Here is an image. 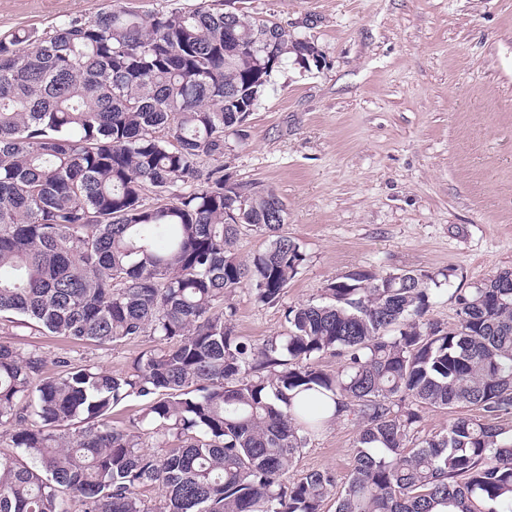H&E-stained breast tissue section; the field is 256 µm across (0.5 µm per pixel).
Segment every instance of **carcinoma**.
I'll return each instance as SVG.
<instances>
[{"label": "carcinoma", "instance_id": "1", "mask_svg": "<svg viewBox=\"0 0 512 512\" xmlns=\"http://www.w3.org/2000/svg\"><path fill=\"white\" fill-rule=\"evenodd\" d=\"M199 4L143 15L121 3L41 34L0 37V327L74 342L155 345L126 373L0 343V512H512V270L428 319L430 273L333 280L290 306L288 334L238 336L230 296L274 305L306 261L285 205L257 197L232 223L224 120L246 121L289 55L315 44L268 19ZM155 202L146 203V192ZM268 234L244 263L242 230ZM344 360L334 374L322 355ZM145 400L138 421L112 409ZM477 414H463L460 408ZM425 409L448 428L420 442ZM358 422L343 484L287 479L332 420ZM148 426L161 449L142 446ZM161 490L148 509L139 491Z\"/></svg>", "mask_w": 512, "mask_h": 512}]
</instances>
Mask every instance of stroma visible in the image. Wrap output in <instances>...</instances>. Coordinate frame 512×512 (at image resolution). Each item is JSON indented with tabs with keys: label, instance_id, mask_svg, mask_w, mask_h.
<instances>
[{
	"label": "stroma",
	"instance_id": "1",
	"mask_svg": "<svg viewBox=\"0 0 512 512\" xmlns=\"http://www.w3.org/2000/svg\"><path fill=\"white\" fill-rule=\"evenodd\" d=\"M112 0H0V34L94 18ZM244 12L314 42L324 61L277 72L224 157L237 182L273 191L283 230L307 255L275 305L231 297L238 336L287 333L288 306L320 299L352 270L424 271L442 280L430 317L455 322V294L512 269V0H243ZM115 373L152 347H109L34 326L0 343ZM358 425L329 423L291 477L346 480Z\"/></svg>",
	"mask_w": 512,
	"mask_h": 512
}]
</instances>
